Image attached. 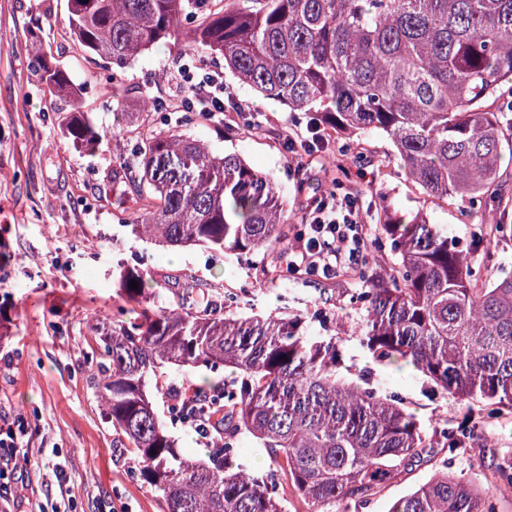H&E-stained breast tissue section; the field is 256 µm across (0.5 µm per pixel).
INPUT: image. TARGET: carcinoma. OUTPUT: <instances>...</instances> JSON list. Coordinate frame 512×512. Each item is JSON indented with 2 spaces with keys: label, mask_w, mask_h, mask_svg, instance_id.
Returning a JSON list of instances; mask_svg holds the SVG:
<instances>
[{
  "label": "carcinoma",
  "mask_w": 512,
  "mask_h": 512,
  "mask_svg": "<svg viewBox=\"0 0 512 512\" xmlns=\"http://www.w3.org/2000/svg\"><path fill=\"white\" fill-rule=\"evenodd\" d=\"M68 9L71 37L116 72L181 37L291 111L313 112L335 130L386 135L425 195L502 199L512 115L494 103L512 91V0H68ZM30 70L67 113L64 136L94 151L101 134L66 69L40 46ZM112 101V137L126 140L134 117L127 91L112 88ZM109 183L118 197L141 202L126 227L145 242L246 256L286 239L272 178L176 129L137 140L114 161ZM381 219L389 262L381 273L360 272L364 313L351 337L381 361L415 367L460 403L484 400L512 413V272L480 275L424 214L385 207ZM118 282V316L93 328L95 386L163 512H285L289 490L310 512H334L474 439L466 423L428 436L397 400L343 380L336 337L310 338L303 316H242L191 275L128 263ZM161 288L173 296L167 307L155 304ZM164 367L235 370L232 386L183 406L219 440L206 460L184 458L157 414L155 396L169 397ZM241 432L266 450L269 469L233 463ZM491 478L481 493L438 469L387 512H498L496 496L512 491V454L493 458Z\"/></svg>",
  "instance_id": "cac0c4a2"
}]
</instances>
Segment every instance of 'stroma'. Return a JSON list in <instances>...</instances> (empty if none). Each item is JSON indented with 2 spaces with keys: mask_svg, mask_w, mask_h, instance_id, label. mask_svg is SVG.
Masks as SVG:
<instances>
[{
  "mask_svg": "<svg viewBox=\"0 0 512 512\" xmlns=\"http://www.w3.org/2000/svg\"><path fill=\"white\" fill-rule=\"evenodd\" d=\"M43 44L81 90L83 109L103 133L97 149H75L60 131L61 112L37 87L29 48ZM223 68L221 57L173 41L146 51L120 74L83 50L70 36L67 0H0V417L22 420L19 444L29 457L11 482L21 492L15 512H162V503L132 474L133 464L107 422L94 386L90 326L112 318L118 305V262L173 277L191 275L208 288L243 289L238 313L285 311L309 316L313 337L341 340L340 376L381 394L398 396L424 429L437 420L456 426L473 411L478 437L467 450L439 456L407 471L349 512H385L387 504L426 481L438 468L489 485L491 449L512 451V416L491 413L487 403L465 406L431 392L409 366L378 361L354 339H343L363 310L355 296L363 283L354 265L339 264L334 276L315 278L281 272L266 282L262 268L282 260L296 245L307 215V197L333 191L360 195L367 244L380 237L381 203L408 216L424 211L448 229L460 248L471 250L481 271H512V209L480 203L439 205L409 183L384 135H353L327 129L322 148L288 152L284 134L308 136V112H291L276 101L224 76V102L253 111L239 125L194 115L181 133L219 154L239 155L271 176L288 210L287 243L271 242L260 254L211 259L202 247L169 249L131 237L126 203L106 182L123 149L109 137L110 84L130 88L132 111L145 100L167 99L169 77L179 65ZM301 168L304 185L292 174ZM490 224L503 230L487 236ZM64 466L65 482L55 477Z\"/></svg>",
  "mask_w": 512,
  "mask_h": 512,
  "instance_id": "35a3bbf8",
  "label": "stroma"
}]
</instances>
